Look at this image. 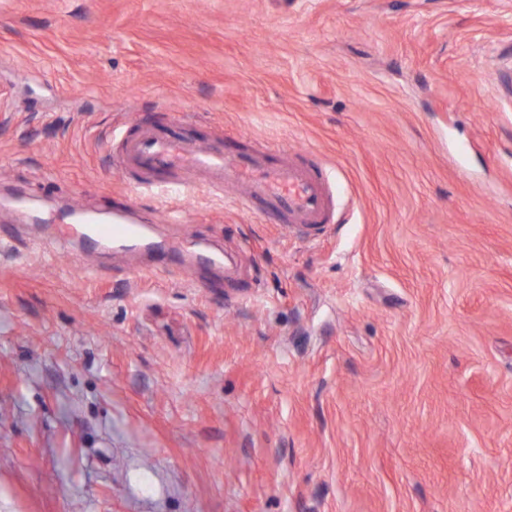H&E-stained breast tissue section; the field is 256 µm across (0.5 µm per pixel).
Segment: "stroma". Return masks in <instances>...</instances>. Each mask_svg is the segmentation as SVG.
<instances>
[{"instance_id":"35a3bbf8","label":"stroma","mask_w":512,"mask_h":512,"mask_svg":"<svg viewBox=\"0 0 512 512\" xmlns=\"http://www.w3.org/2000/svg\"><path fill=\"white\" fill-rule=\"evenodd\" d=\"M324 163L307 236L123 122ZM136 195L223 270L59 242ZM0 512H512V0H0Z\"/></svg>"}]
</instances>
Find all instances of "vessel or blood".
<instances>
[{"label": "vessel or blood", "mask_w": 512, "mask_h": 512, "mask_svg": "<svg viewBox=\"0 0 512 512\" xmlns=\"http://www.w3.org/2000/svg\"><path fill=\"white\" fill-rule=\"evenodd\" d=\"M119 143L117 171L134 188H163L164 174L193 170L212 189H241L240 206L250 212L272 213L279 224L307 232L331 223L336 199L328 168L316 162L301 164L293 159L271 158L267 149L237 152L222 149L184 134L180 126L159 129L143 123L135 130L119 126L114 132ZM72 224L73 239L100 246L136 250L151 247L147 225L132 221L130 210L104 220L71 209L65 218ZM175 259L191 256L199 265L225 264L223 252L207 244L185 248L173 242L163 249Z\"/></svg>", "instance_id": "b4317fda"}]
</instances>
